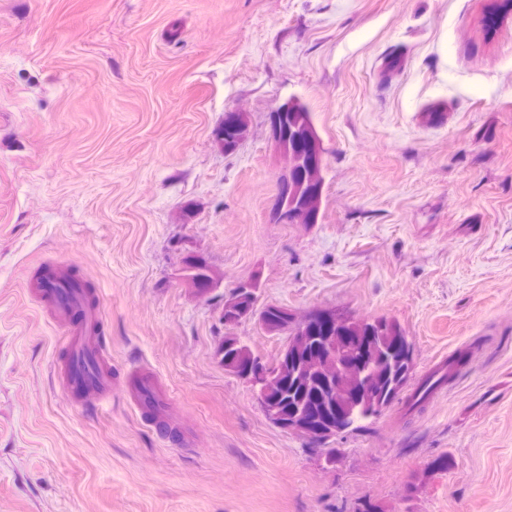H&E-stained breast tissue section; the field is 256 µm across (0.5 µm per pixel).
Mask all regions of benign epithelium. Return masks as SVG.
Returning a JSON list of instances; mask_svg holds the SVG:
<instances>
[{"mask_svg": "<svg viewBox=\"0 0 512 512\" xmlns=\"http://www.w3.org/2000/svg\"><path fill=\"white\" fill-rule=\"evenodd\" d=\"M290 107V103H284L274 112L272 119V138L285 160L278 177L274 217L283 224H310V209L320 207L322 200L323 183L317 181V177L322 172L323 156L318 139H306L305 164L311 175L309 203L296 209L288 207V195L292 192L288 173L300 161L297 153L288 149V139L280 130L279 121ZM243 132L242 114L224 113L220 134L222 145H238ZM185 283L195 296L204 297L217 286L218 277L209 269L205 281L197 282L187 277ZM281 312L283 318L293 324L294 331L277 362L267 365L245 349L231 363L234 373L257 393L268 418L285 429L322 442L358 421L377 416L382 404L380 387L392 368L409 362L406 337L385 336L379 325H370L357 334L349 335L343 330V325L350 317L339 315L334 310L311 311L299 320L284 307ZM255 314L259 315L268 332L279 331V323L270 320L265 311H256V296L249 284L237 285L231 296L224 300V326H232ZM311 378L319 380L323 386L320 409L316 411L305 406L287 414L282 412L272 394L283 390L287 384L300 386Z\"/></svg>", "mask_w": 512, "mask_h": 512, "instance_id": "1", "label": "benign epithelium"}]
</instances>
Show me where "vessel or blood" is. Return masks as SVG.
<instances>
[{"label":"vessel or blood","instance_id":"1","mask_svg":"<svg viewBox=\"0 0 512 512\" xmlns=\"http://www.w3.org/2000/svg\"><path fill=\"white\" fill-rule=\"evenodd\" d=\"M28 294L44 300L69 332L67 356L61 365L65 388L72 397L87 390L98 391L102 401H110L115 379L109 366L107 344L99 331V308L93 305L86 289L73 283L62 271H48L27 279ZM135 402L150 412V422L161 437H174L167 419L168 394L133 374Z\"/></svg>","mask_w":512,"mask_h":512}]
</instances>
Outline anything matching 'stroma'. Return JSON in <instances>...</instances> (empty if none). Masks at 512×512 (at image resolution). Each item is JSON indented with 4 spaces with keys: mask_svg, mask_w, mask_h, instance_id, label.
<instances>
[{
    "mask_svg": "<svg viewBox=\"0 0 512 512\" xmlns=\"http://www.w3.org/2000/svg\"><path fill=\"white\" fill-rule=\"evenodd\" d=\"M491 3L0 0V512H512V11L486 33ZM294 97L324 158L315 224L272 219L270 117ZM190 256L221 277L206 297ZM53 267L99 297L113 372L146 365L189 448L126 390H63L67 329L23 288ZM253 279L298 317L396 321L414 380L468 361L314 443L216 357L231 334L272 364L288 339L225 327ZM244 132V122L241 112H225L224 125L221 129L220 139L224 149L229 145L237 146Z\"/></svg>",
    "mask_w": 512,
    "mask_h": 512,
    "instance_id": "stroma-1",
    "label": "stroma"
}]
</instances>
